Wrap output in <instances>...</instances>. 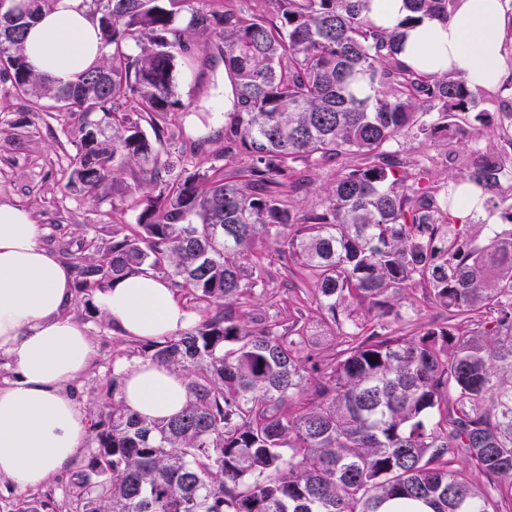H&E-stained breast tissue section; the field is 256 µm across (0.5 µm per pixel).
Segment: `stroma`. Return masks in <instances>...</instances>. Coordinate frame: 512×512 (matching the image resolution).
<instances>
[{
    "label": "stroma",
    "mask_w": 512,
    "mask_h": 512,
    "mask_svg": "<svg viewBox=\"0 0 512 512\" xmlns=\"http://www.w3.org/2000/svg\"><path fill=\"white\" fill-rule=\"evenodd\" d=\"M176 94L184 108L169 125L166 136L176 148L196 150V161L207 164L224 146V64L216 47L198 51L196 61L180 68ZM83 120L79 114L66 116L55 112L30 111L26 102L9 94L0 84V197L28 210L43 229L40 241L53 251L61 247L78 250L84 237L111 238L136 224L142 211L129 189L142 174L138 167L127 168L109 182L98 200L86 192L67 189L75 143L81 137ZM400 150L406 160L428 158L438 182H446L458 171L461 159L450 158L443 136L409 135ZM304 186L290 199L291 206L304 211L319 205L324 190L332 184L334 173L326 167L301 166ZM266 289L282 299L292 317L309 323L314 350L327 355L335 349L339 337L335 326L318 321L315 288H296L292 266L274 250L263 253ZM96 296L75 294L70 313L84 325L93 338L95 357L80 379L76 394L87 402L104 394L106 380L114 366L128 362L132 345L116 329H100L92 316ZM397 325L405 333L415 332L426 323H453L448 310L434 306L423 288L408 289L396 306Z\"/></svg>",
    "instance_id": "35a3bbf8"
}]
</instances>
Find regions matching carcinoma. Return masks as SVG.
<instances>
[{
  "label": "carcinoma",
  "instance_id": "cac0c4a2",
  "mask_svg": "<svg viewBox=\"0 0 512 512\" xmlns=\"http://www.w3.org/2000/svg\"><path fill=\"white\" fill-rule=\"evenodd\" d=\"M57 0H8L12 36L0 78L40 109L84 118L67 186L97 198L137 165L147 196L137 224L70 255L85 295L147 266L199 315L189 329L133 347L181 373L189 400L169 418L123 403V377L89 406L94 451L77 480L11 512H379L389 498L433 512H497L454 468L455 456L512 497V110H477L462 72L422 73L400 60L404 31L448 20L457 0H404L383 28L370 0H265V12L188 9L189 0H86L104 49L57 85L24 54L25 36ZM218 38L233 87L224 154L206 168L162 146L184 108L177 67ZM140 53H128L129 46ZM152 128L150 139L140 121ZM495 125L499 141L485 139ZM112 128V138L99 139ZM468 151L441 186L425 161L400 158L410 132ZM245 162L226 173L223 161ZM355 155L356 166L349 162ZM336 165L324 202L297 212V165ZM468 183L501 211L495 226L459 225L449 185ZM275 248L317 289L323 322L342 336L322 362L303 356L308 326L232 306L265 287ZM420 286L484 331L427 324L388 336L394 302Z\"/></svg>",
  "mask_w": 512,
  "mask_h": 512
}]
</instances>
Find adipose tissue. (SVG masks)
Instances as JSON below:
<instances>
[{"mask_svg": "<svg viewBox=\"0 0 512 512\" xmlns=\"http://www.w3.org/2000/svg\"><path fill=\"white\" fill-rule=\"evenodd\" d=\"M512 25L502 0H458L448 21L409 29L401 58L427 74L464 72L474 87L501 85L504 33ZM25 54L56 84L77 80L100 56L98 22L84 0H57L31 26ZM30 213L0 200V354L12 366L0 381V478L25 490L50 482L75 461L88 412L71 393L93 359L85 327L69 315L74 271L41 244ZM98 306L123 335L157 340L187 329L192 314L170 282L151 269L111 282ZM125 405L146 417H171L189 399L183 375L142 361L123 371Z\"/></svg>", "mask_w": 512, "mask_h": 512, "instance_id": "1", "label": "adipose tissue"}]
</instances>
